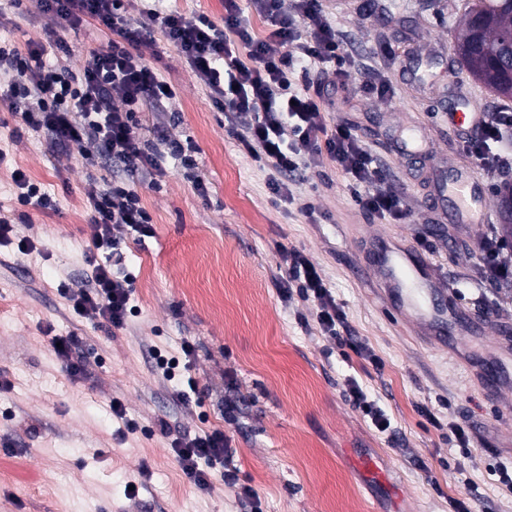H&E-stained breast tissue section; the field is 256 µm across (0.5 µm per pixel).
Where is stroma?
Returning a JSON list of instances; mask_svg holds the SVG:
<instances>
[{
	"instance_id": "35a3bbf8",
	"label": "stroma",
	"mask_w": 512,
	"mask_h": 512,
	"mask_svg": "<svg viewBox=\"0 0 512 512\" xmlns=\"http://www.w3.org/2000/svg\"><path fill=\"white\" fill-rule=\"evenodd\" d=\"M466 0H324L329 19L354 60L348 85L334 87L329 120L355 124L363 146L388 168L405 197L408 222L370 219L331 162L305 169L293 198L274 205L271 172L242 150L235 114L218 110L210 90L170 48L161 31L136 53L152 61L175 93L139 114L135 139L160 149L153 134L191 143L196 166L162 163L141 188L153 237L119 231L115 252L134 276L138 314L113 329L74 318L63 289L82 288L93 228L90 193L112 174L86 163L77 148L50 152L47 136L0 111V205L12 207L14 170H22L57 202L44 212L26 207L0 240V512H254L234 488L213 475L210 490L188 483L171 441L180 434L224 432L229 467L258 498L255 512H512V490L494 473L512 460V284L486 282L476 244L500 224H453L450 200L433 203L455 169L470 166L490 207L512 172L488 174L448 133V115L494 112L503 99L463 71H449L457 16ZM130 17L155 9L205 14L224 21V0H124ZM0 40L19 46L45 40L55 20L7 10ZM70 53L60 65L77 69L111 31L90 22L57 28ZM390 84L385 96L363 93L369 72ZM420 127L431 147L401 157L396 136ZM208 191L198 194L196 180ZM316 217L305 213L307 205ZM392 236L424 255L459 307L482 328L439 348L396 318L365 260L367 239ZM29 252H19V241ZM304 252L318 267L346 315L342 336L364 344L375 362L344 356L324 335L313 303L283 299V253ZM76 335L89 363L71 376L51 339ZM191 342L190 368L201 389L186 405L175 382L155 371L153 351L181 353ZM500 388L487 396L488 375ZM358 380L391 426L379 432L346 394ZM118 401L124 420L112 417ZM430 409L439 420L422 416ZM169 434H162L158 419ZM464 426L467 445L451 428ZM138 492L127 497L128 481Z\"/></svg>"
}]
</instances>
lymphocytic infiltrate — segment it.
<instances>
[{"instance_id": "lymphocytic-infiltrate-1", "label": "lymphocytic infiltrate", "mask_w": 512, "mask_h": 512, "mask_svg": "<svg viewBox=\"0 0 512 512\" xmlns=\"http://www.w3.org/2000/svg\"><path fill=\"white\" fill-rule=\"evenodd\" d=\"M267 33L255 35L243 19L237 0H224V21L216 23L204 14L192 17L178 12L148 13L134 21L123 13L122 0H37L42 14L75 29L92 20L116 34L106 49L92 54L79 71L58 67L49 59L51 49L68 52L61 38L51 45L30 44L25 49L0 45V71L12 80L0 89V107L22 116L32 129H46L57 146H76L90 161L103 160L122 166L128 180L107 183L89 199L93 247L86 263L91 274L85 288L66 291L71 313L94 318L113 328L123 327L134 309L131 290L110 265L98 261V252L113 247L114 229L130 228L140 236H153L152 218L143 207L134 175L160 170L163 155L179 164L195 160L177 142L167 143L166 153L145 152L131 136L136 114L150 102L165 98V84L149 61L132 51L133 46L161 29L175 49L208 85L214 105L224 112L251 115L236 138L256 161L272 169V195L288 201V187L302 160L328 158L360 208L369 216L397 223L407 216L404 198L395 192L388 172L363 147L354 125L328 122L331 105L322 94L294 91L295 66L305 62L331 64L337 76L348 74L350 62L344 41L328 19L322 0H250ZM121 106H114L113 94ZM512 131V108L489 113L480 132L460 139L462 150L475 157L488 172L503 165L501 143ZM479 255L490 284L512 282V251L493 234L482 238ZM288 286L283 297L298 293L316 306L318 325L324 333L339 336L344 314L317 267L301 251H287ZM172 451L186 479L202 491L212 487L216 468H223L224 483L239 489L245 499L254 498L249 487L237 484L236 470L227 468L232 455L220 430L192 437H178Z\"/></svg>"}]
</instances>
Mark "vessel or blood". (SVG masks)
Listing matches in <instances>:
<instances>
[{
    "mask_svg": "<svg viewBox=\"0 0 512 512\" xmlns=\"http://www.w3.org/2000/svg\"><path fill=\"white\" fill-rule=\"evenodd\" d=\"M484 121V113L457 112L450 118L449 129L457 135L471 133ZM450 191L456 200L452 222L490 223L492 213L488 200L471 170L458 169ZM373 272L396 311L432 334L434 341L473 329V321L457 306L452 290L442 287L422 255L393 242L380 241L374 253Z\"/></svg>",
    "mask_w": 512,
    "mask_h": 512,
    "instance_id": "1",
    "label": "vessel or blood"
}]
</instances>
